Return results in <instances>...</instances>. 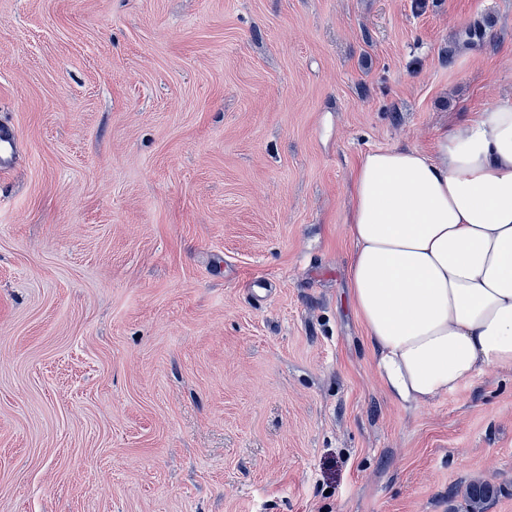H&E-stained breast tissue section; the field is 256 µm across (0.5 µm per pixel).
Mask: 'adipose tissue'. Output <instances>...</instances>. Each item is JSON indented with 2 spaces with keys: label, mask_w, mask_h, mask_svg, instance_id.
Here are the masks:
<instances>
[{
  "label": "adipose tissue",
  "mask_w": 512,
  "mask_h": 512,
  "mask_svg": "<svg viewBox=\"0 0 512 512\" xmlns=\"http://www.w3.org/2000/svg\"><path fill=\"white\" fill-rule=\"evenodd\" d=\"M352 190L351 301L387 396L417 408L512 369V100L433 151L366 153Z\"/></svg>",
  "instance_id": "adipose-tissue-1"
}]
</instances>
